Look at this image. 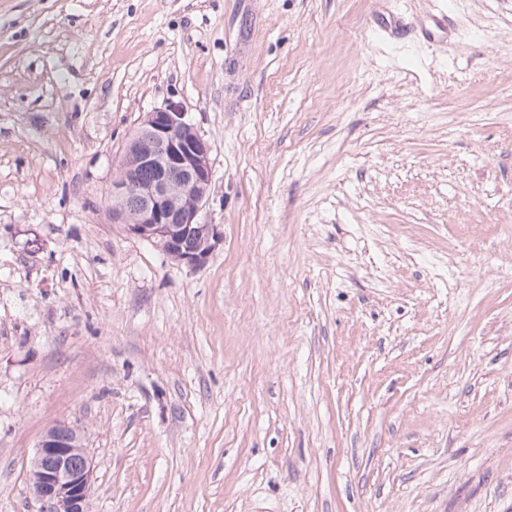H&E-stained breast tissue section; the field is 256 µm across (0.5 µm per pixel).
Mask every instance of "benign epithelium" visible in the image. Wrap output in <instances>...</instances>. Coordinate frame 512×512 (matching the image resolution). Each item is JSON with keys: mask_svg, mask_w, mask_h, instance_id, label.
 <instances>
[{"mask_svg": "<svg viewBox=\"0 0 512 512\" xmlns=\"http://www.w3.org/2000/svg\"><path fill=\"white\" fill-rule=\"evenodd\" d=\"M149 168V181L131 178ZM213 179L211 146L183 105L166 102L142 115L108 189L109 215L179 266L204 267L224 242L221 225L203 219ZM93 467L78 428L50 427L30 469V491L43 512H87Z\"/></svg>", "mask_w": 512, "mask_h": 512, "instance_id": "benign-epithelium-1", "label": "benign epithelium"}]
</instances>
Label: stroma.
<instances>
[{
	"label": "stroma",
	"instance_id": "1",
	"mask_svg": "<svg viewBox=\"0 0 512 512\" xmlns=\"http://www.w3.org/2000/svg\"><path fill=\"white\" fill-rule=\"evenodd\" d=\"M169 100L196 271L108 216ZM60 422L88 512H512V0H0V512Z\"/></svg>",
	"mask_w": 512,
	"mask_h": 512
}]
</instances>
